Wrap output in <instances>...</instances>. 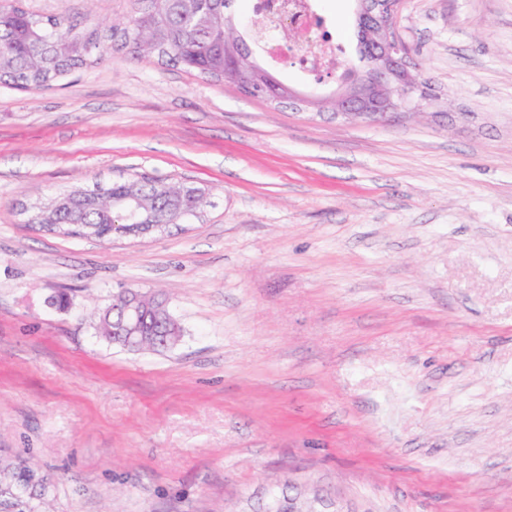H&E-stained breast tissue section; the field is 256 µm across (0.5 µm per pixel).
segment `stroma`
<instances>
[{
    "label": "stroma",
    "mask_w": 512,
    "mask_h": 512,
    "mask_svg": "<svg viewBox=\"0 0 512 512\" xmlns=\"http://www.w3.org/2000/svg\"><path fill=\"white\" fill-rule=\"evenodd\" d=\"M24 5L103 31L132 0ZM354 6L318 2L353 63ZM398 30L431 100L391 123L112 50L0 87V451L50 512H512V0H405ZM132 171L213 205L136 239L33 224ZM123 288L168 297L177 346L95 336Z\"/></svg>",
    "instance_id": "obj_1"
}]
</instances>
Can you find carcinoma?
<instances>
[{
	"label": "carcinoma",
	"mask_w": 512,
	"mask_h": 512,
	"mask_svg": "<svg viewBox=\"0 0 512 512\" xmlns=\"http://www.w3.org/2000/svg\"><path fill=\"white\" fill-rule=\"evenodd\" d=\"M235 0H133L132 11L121 26L105 34L83 32L56 19L43 20L23 6V0H0V84L14 89L49 86L93 63V51L109 43L142 58L165 57L189 72L237 87L245 94L263 91V68L252 55L234 51L246 40L233 23ZM71 203L49 209L34 222H49L47 229L83 238L142 230L113 220L135 208L144 220L161 217L169 224H187L212 205L208 191L183 182L169 181L145 172H132L103 192L76 190ZM118 296L94 315L97 336L127 351H167L183 336L170 313L168 298L145 297L142 330L136 338L116 335L121 323ZM51 481L21 458L0 456V512H44L53 492Z\"/></svg>",
	"instance_id": "obj_1"
}]
</instances>
